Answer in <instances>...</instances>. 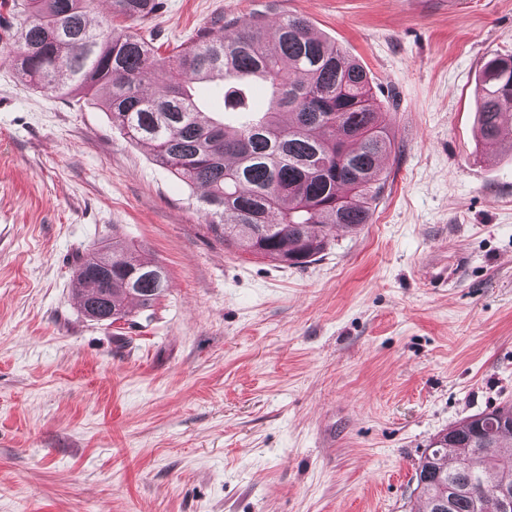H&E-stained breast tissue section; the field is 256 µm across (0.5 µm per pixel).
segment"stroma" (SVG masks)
Segmentation results:
<instances>
[{"label":"stroma","instance_id":"1","mask_svg":"<svg viewBox=\"0 0 512 512\" xmlns=\"http://www.w3.org/2000/svg\"><path fill=\"white\" fill-rule=\"evenodd\" d=\"M253 14L358 60L394 141L370 223L303 267L227 247L100 105L26 86L0 7V512H420L434 438L512 407V147L476 112L512 0H161L133 29L165 56ZM111 242L169 286L105 325L71 293Z\"/></svg>","mask_w":512,"mask_h":512}]
</instances>
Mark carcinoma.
Instances as JSON below:
<instances>
[{"label":"carcinoma","mask_w":512,"mask_h":512,"mask_svg":"<svg viewBox=\"0 0 512 512\" xmlns=\"http://www.w3.org/2000/svg\"><path fill=\"white\" fill-rule=\"evenodd\" d=\"M93 0H13L22 18L11 65L30 86L56 95L94 96L112 123L151 146L155 160L206 193L199 209L224 243L295 267L328 249L336 230L369 223L382 186L380 162L391 140L362 65L310 31L300 17L271 24L259 16L207 29L172 56L127 27L94 26ZM157 0H112V19L144 23ZM271 89L254 109L250 82ZM479 134L498 140L512 120V55L489 58L480 71ZM83 314L113 324L127 301L144 308L166 291L164 269L132 248L96 247L80 259ZM512 415L494 409L454 428L445 446L421 458L416 490L424 512L484 510L512 489ZM453 458H448V452Z\"/></svg>","instance_id":"1"}]
</instances>
